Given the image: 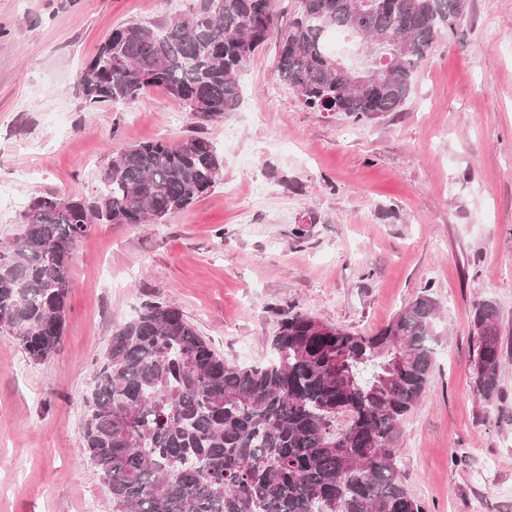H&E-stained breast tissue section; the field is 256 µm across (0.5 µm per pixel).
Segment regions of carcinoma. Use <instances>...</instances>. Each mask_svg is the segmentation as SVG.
<instances>
[{
    "label": "carcinoma",
    "instance_id": "carcinoma-1",
    "mask_svg": "<svg viewBox=\"0 0 512 512\" xmlns=\"http://www.w3.org/2000/svg\"><path fill=\"white\" fill-rule=\"evenodd\" d=\"M354 2L300 0L276 71L306 107L360 120L403 105L470 0H364L359 10ZM275 25V0H190L163 22L114 29L77 87L90 105L133 103L161 87L205 115L202 126L238 109L239 75ZM336 31L366 44L363 65L327 51ZM356 70L370 76L365 92L351 85ZM222 170L204 136L151 140L112 157L95 195L73 194L66 205L56 194L34 199L0 250V330L31 359H48L65 330L69 265L91 225L160 224ZM438 315L428 289L372 335L295 314L273 336L271 360L242 366L218 355L178 307L145 305L113 331L82 430L112 512H427L402 482L395 443L429 392ZM472 321L474 388L488 407L504 359L496 304L474 303Z\"/></svg>",
    "mask_w": 512,
    "mask_h": 512
}]
</instances>
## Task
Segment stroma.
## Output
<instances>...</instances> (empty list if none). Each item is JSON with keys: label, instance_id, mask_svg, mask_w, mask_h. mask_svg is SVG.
I'll list each match as a JSON object with an SVG mask.
<instances>
[{"label": "stroma", "instance_id": "1", "mask_svg": "<svg viewBox=\"0 0 512 512\" xmlns=\"http://www.w3.org/2000/svg\"><path fill=\"white\" fill-rule=\"evenodd\" d=\"M188 0H0V243L35 197L94 195L125 147L203 134L220 180L161 224H95L69 269L57 352L29 359L0 331V512H112L81 446L94 361L147 302L176 304L211 348L267 361L282 319L376 333L430 287L440 303L430 393L395 446L428 512H512V350L483 411L471 368L474 303L512 340V0H470L400 111L359 121L305 108L275 70L277 36L240 77L237 111L198 126L153 88L87 105L78 73L114 28ZM262 195H252L254 183Z\"/></svg>", "mask_w": 512, "mask_h": 512}]
</instances>
